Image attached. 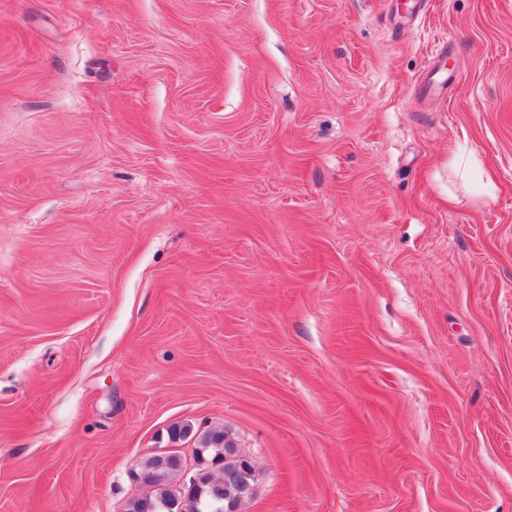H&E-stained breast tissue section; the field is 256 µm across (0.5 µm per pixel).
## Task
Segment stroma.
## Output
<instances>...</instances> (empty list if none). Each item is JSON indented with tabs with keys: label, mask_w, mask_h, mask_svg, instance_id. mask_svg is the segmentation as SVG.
Listing matches in <instances>:
<instances>
[{
	"label": "stroma",
	"mask_w": 512,
	"mask_h": 512,
	"mask_svg": "<svg viewBox=\"0 0 512 512\" xmlns=\"http://www.w3.org/2000/svg\"><path fill=\"white\" fill-rule=\"evenodd\" d=\"M512 512V0H0V512ZM193 453L205 461L201 469V489H190L182 480L185 461L182 455L155 454L145 458L132 473V480L146 486L150 475L154 481L150 490L130 499L125 512H241L240 507L256 495L257 476L247 457L240 454L223 429L208 430L198 437ZM137 473L141 474L138 475ZM231 475L230 481L227 475ZM234 504L232 509L229 504ZM173 506L172 510L166 506Z\"/></svg>",
	"instance_id": "stroma-1"
}]
</instances>
